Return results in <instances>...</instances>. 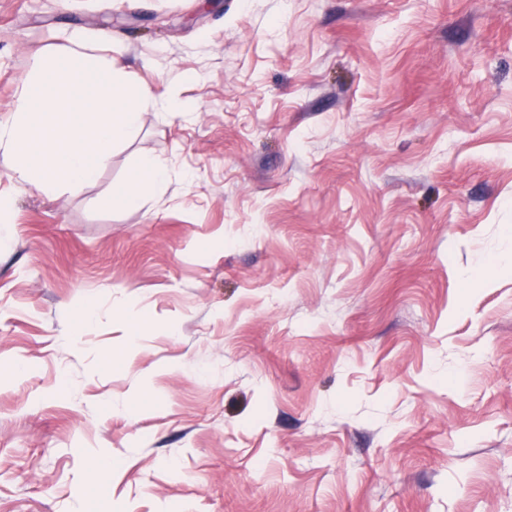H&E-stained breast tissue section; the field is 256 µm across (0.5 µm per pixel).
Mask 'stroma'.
I'll return each mask as SVG.
<instances>
[{"mask_svg":"<svg viewBox=\"0 0 512 512\" xmlns=\"http://www.w3.org/2000/svg\"><path fill=\"white\" fill-rule=\"evenodd\" d=\"M75 30L196 110L0 148V512H512V0H0V122ZM167 181L166 162L152 155H143L139 158L131 179L114 187L112 195L105 198L104 203L109 206L112 203L134 206L146 195L161 193Z\"/></svg>","mask_w":512,"mask_h":512,"instance_id":"obj_1","label":"stroma"}]
</instances>
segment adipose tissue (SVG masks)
Here are the masks:
<instances>
[{"label":"adipose tissue","mask_w":512,"mask_h":512,"mask_svg":"<svg viewBox=\"0 0 512 512\" xmlns=\"http://www.w3.org/2000/svg\"><path fill=\"white\" fill-rule=\"evenodd\" d=\"M70 50L37 58L20 87L9 121L0 123V147L13 157L14 178L51 196L96 180L114 149L139 132L143 110L154 104L148 84L129 78L113 57L112 37L74 31ZM168 181L165 161L141 156L130 180L114 187L108 203L133 206L161 193Z\"/></svg>","instance_id":"1"}]
</instances>
